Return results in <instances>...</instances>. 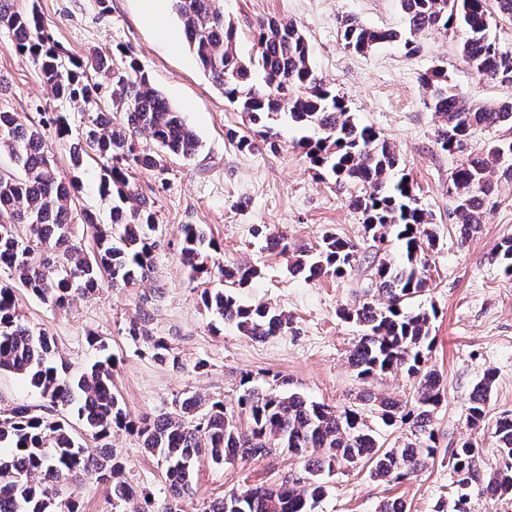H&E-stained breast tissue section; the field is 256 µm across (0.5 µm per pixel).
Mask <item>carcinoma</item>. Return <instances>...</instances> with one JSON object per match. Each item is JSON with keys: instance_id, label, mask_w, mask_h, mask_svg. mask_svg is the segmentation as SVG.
<instances>
[{"instance_id": "carcinoma-1", "label": "carcinoma", "mask_w": 512, "mask_h": 512, "mask_svg": "<svg viewBox=\"0 0 512 512\" xmlns=\"http://www.w3.org/2000/svg\"><path fill=\"white\" fill-rule=\"evenodd\" d=\"M189 49L224 98L251 123L278 116L314 131L300 145L310 163L328 172L341 187L357 188L349 205L360 213L365 233L383 241L394 233L398 259L379 261L376 289L339 310L363 333L353 344L350 365L361 380L401 372L414 391L406 399L381 398L378 411L388 426H407L410 437L392 446L380 444L359 410L341 411L285 393L281 381L266 390L240 382L236 409L219 398L191 393L177 396L170 410L156 415H130L114 389V355L97 336L89 344L97 351L92 364L74 375L55 358L47 334L21 319L16 291L24 289L53 308H66L76 296L91 297L108 278L125 288L151 277L154 254L162 246L153 206L139 197L130 170H164L168 157L190 159L199 138L178 110L151 85L135 57L93 52L85 59H66L54 42L48 23L36 5L19 10L15 0H0V27L12 31V48L27 56L57 97L77 108L99 106L109 88L112 106L123 111L114 126L97 115L81 135L70 139L65 116L51 118L57 137L69 143L74 168L90 156L100 165L98 192L112 202L110 223L84 209L79 220L91 243L72 231L78 185L59 180L53 155L46 148L41 125L18 112L0 110V152L8 153L14 171L0 174V372L12 373L39 392V405L20 404L0 410V504L7 512H80V487L65 494L58 485L82 474L110 485L113 512H179V503L193 491L195 468L201 459L215 466L238 454L279 450L303 459L307 476L277 488L255 485L231 491L212 501L204 512H310L312 503L328 492L323 472L335 467H362L376 481L400 482L423 468L437 453L432 417L446 393L442 376L427 367L436 311L412 307L428 288L425 250L435 241L426 226L436 215L420 203L417 186L398 175L401 161L394 147L369 125L357 121L348 102L332 89L312 63L310 46L294 25L261 20L257 23L258 52L248 58L236 49L234 26L224 19L223 0H172ZM410 38L407 54L421 51L420 37L432 30H452L461 54L480 77L512 84V55L499 50L488 37L492 22L512 21V0H399ZM344 47L366 53L399 38L392 30L372 28L347 15L340 21ZM109 77L108 85L95 75ZM429 108L440 119L436 144L448 154L462 153L477 128L501 131L480 153H470L448 180L452 215L460 243L480 228L486 210L495 204L492 175L512 180V101L478 104L448 84L440 66L427 77ZM145 132L155 149H137L133 135ZM218 246L198 224L181 225L180 256L191 278L219 274L222 288H205L203 307L216 323H228L257 341L277 336L289 325L288 315L268 304L246 305L237 290L258 275L256 268H226L217 258ZM358 255L357 245L333 233L322 237L315 252H305L289 268L310 278L340 277ZM495 257L503 276L512 280V238L501 242ZM126 335L143 341L151 357L181 368L179 355L168 341L155 337L148 319L136 317ZM495 374L487 372L468 398L467 419L473 427L485 422ZM68 409L82 423L78 434L59 414ZM245 413L250 431L242 432L235 413ZM117 430L132 431L144 452L163 469L165 498L151 505L125 478V465L110 447ZM494 436L499 465L478 471V449L468 440L450 449L456 497L452 512H471L469 490L481 487L498 499L512 498V414L496 420ZM95 443L91 448L85 438ZM144 504H139V501Z\"/></svg>"}]
</instances>
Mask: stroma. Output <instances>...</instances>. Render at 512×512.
Wrapping results in <instances>:
<instances>
[{
  "label": "stroma",
  "mask_w": 512,
  "mask_h": 512,
  "mask_svg": "<svg viewBox=\"0 0 512 512\" xmlns=\"http://www.w3.org/2000/svg\"><path fill=\"white\" fill-rule=\"evenodd\" d=\"M32 3L49 23L53 39L72 58L95 50H132L151 84L182 112L201 148L192 158L168 159L163 174L142 170L134 176L140 194L154 204L165 239L149 281L126 288L102 286L92 297L75 298L65 311L22 292L18 302L25 321L51 336L75 371L93 360L88 333L100 336L118 358L114 383L134 415L167 411L176 396L188 391L220 397L231 405L242 375L264 386L278 375L288 379L290 391L307 399L338 410H360L385 445L404 439L406 430L385 426L373 400L403 398L411 391L409 379L401 374L366 383L358 379L348 355L362 329L338 315L340 308L371 288L386 251L365 233L345 194L298 147L300 131L278 120L272 124L273 136L263 135L225 99L189 52L171 0L163 3L168 10L164 34L144 22L142 0H109L105 11L98 0H16L20 9ZM344 15L378 29L402 32L407 27L398 0H224V17L236 28V48L242 56L257 49L256 20L291 23L304 33L318 72L346 98L359 122L373 126L395 146L406 173L420 188L423 204L436 214V242L426 254L430 289L416 304L438 312L428 365L442 375L446 395L433 416L438 452L422 470L401 483L387 484L370 479L362 469H336L326 475L328 494L314 512H377L389 498L405 502L408 512H450V448L467 439L480 450V471L498 463L490 429L467 422L468 396L486 372L496 375L489 420L512 413V281L503 279L494 257L497 245L512 238V181L498 180L497 203L486 211L480 232L459 245L448 194V179L459 158L440 151L435 143L439 119L427 106L424 78L435 66H443L449 84L478 103L512 99V85L480 79L463 61L458 38L443 31L428 32L421 52L411 57L399 41L366 53L345 49L339 29ZM11 39L0 28V77L6 81L0 109L27 113L35 122L42 113L61 112L72 135H79L86 113L53 98L28 57L12 50ZM44 132L60 178L79 180L78 207L107 214L97 191L96 165L73 172L54 126H45ZM243 139L248 142L244 148L239 145ZM183 224L202 225L220 246L225 266L258 269V276L239 290V298L245 304L283 310L290 318L287 330L263 341L230 325L211 331V317L200 301L203 286L190 279L181 262L178 229ZM275 232L287 234L288 255L266 249V235ZM327 232L358 246L359 257L347 273L317 279L291 275L289 255L314 250ZM142 310L150 315L152 335L169 341L184 369L155 363L145 343L125 335L129 320ZM199 361L206 364L200 371L194 368ZM111 445L126 464L127 481L137 491L161 498L162 469L144 453L138 437L119 432ZM303 474L300 460L278 452L240 456L221 467L203 460L196 468L194 495L184 508L203 512L225 492L274 487Z\"/></svg>",
  "instance_id": "stroma-1"
}]
</instances>
